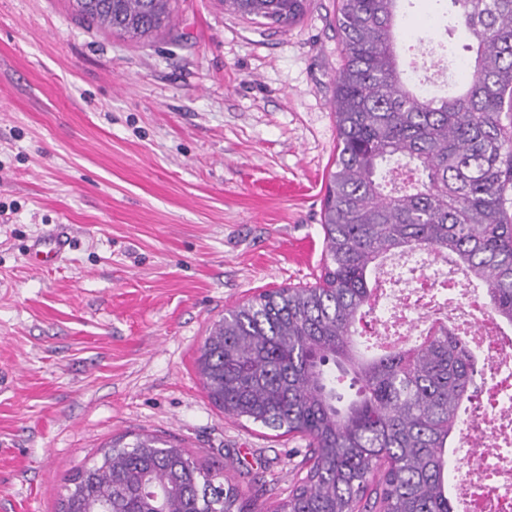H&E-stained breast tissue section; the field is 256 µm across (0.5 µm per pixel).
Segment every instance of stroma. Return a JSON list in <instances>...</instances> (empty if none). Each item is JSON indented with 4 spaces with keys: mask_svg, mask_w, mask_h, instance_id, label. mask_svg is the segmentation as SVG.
I'll return each instance as SVG.
<instances>
[{
    "mask_svg": "<svg viewBox=\"0 0 512 512\" xmlns=\"http://www.w3.org/2000/svg\"><path fill=\"white\" fill-rule=\"evenodd\" d=\"M338 8L276 29L173 0L136 42L73 0H0V512H58L73 470L135 433L223 465L264 512L287 497L305 441L225 416L196 359L225 310L320 274ZM450 10L404 0V72ZM59 233L62 258L31 264Z\"/></svg>",
    "mask_w": 512,
    "mask_h": 512,
    "instance_id": "stroma-1",
    "label": "stroma"
}]
</instances>
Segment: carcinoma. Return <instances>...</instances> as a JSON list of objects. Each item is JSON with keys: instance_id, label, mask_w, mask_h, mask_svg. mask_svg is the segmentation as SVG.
<instances>
[{"instance_id": "obj_1", "label": "carcinoma", "mask_w": 512, "mask_h": 512, "mask_svg": "<svg viewBox=\"0 0 512 512\" xmlns=\"http://www.w3.org/2000/svg\"><path fill=\"white\" fill-rule=\"evenodd\" d=\"M88 22L130 40L156 34L171 0H75ZM402 0H341L337 146L323 208L325 259L312 286L258 294L215 323L197 370L235 419L306 440L307 470L275 512H454L448 448L477 370L441 327L402 350L368 354L358 324L387 255L430 249L486 287L512 323V0H451L449 32L476 42L459 93L421 98L395 51ZM286 26L305 0H224ZM404 162L419 183L385 193ZM350 378L347 395L339 389ZM224 468L157 435L121 436L67 480L59 512H251Z\"/></svg>"}]
</instances>
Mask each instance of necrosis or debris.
I'll use <instances>...</instances> for the list:
<instances>
[{"label":"necrosis or debris","instance_id":"4bbe7bcc","mask_svg":"<svg viewBox=\"0 0 512 512\" xmlns=\"http://www.w3.org/2000/svg\"><path fill=\"white\" fill-rule=\"evenodd\" d=\"M372 335L401 348L439 326L468 346L478 390L461 413L454 455L469 467L453 485L459 512H512V325L445 257L417 249L383 265L370 304Z\"/></svg>","mask_w":512,"mask_h":512}]
</instances>
